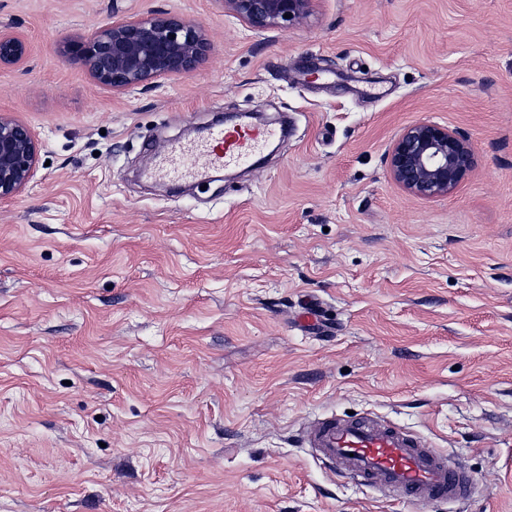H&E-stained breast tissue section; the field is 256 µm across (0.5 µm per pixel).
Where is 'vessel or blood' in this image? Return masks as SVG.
<instances>
[{"instance_id": "obj_1", "label": "vessel or blood", "mask_w": 512, "mask_h": 512, "mask_svg": "<svg viewBox=\"0 0 512 512\" xmlns=\"http://www.w3.org/2000/svg\"><path fill=\"white\" fill-rule=\"evenodd\" d=\"M275 134V129L268 127H215L194 143L169 145L161 171L178 179L235 167L258 156ZM306 443L315 457L336 468L339 476L378 483L382 490L402 493L410 501L457 502L469 494L466 475L449 465L445 453L387 421L330 415L308 432Z\"/></svg>"}]
</instances>
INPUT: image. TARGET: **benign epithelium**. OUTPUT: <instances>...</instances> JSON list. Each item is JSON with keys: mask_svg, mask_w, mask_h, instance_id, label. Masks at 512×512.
Returning <instances> with one entry per match:
<instances>
[{"mask_svg": "<svg viewBox=\"0 0 512 512\" xmlns=\"http://www.w3.org/2000/svg\"><path fill=\"white\" fill-rule=\"evenodd\" d=\"M224 12L254 31L288 30L306 18L315 0H218ZM211 43L198 21L158 11L110 21L87 37L64 46L94 81L123 94L172 76H190L205 61ZM27 44L18 34L0 30V67L20 63ZM40 144L31 128L0 111V200L18 196L33 178ZM474 147L444 125L419 122L401 130L389 153L393 180L424 198L453 193L471 170Z\"/></svg>", "mask_w": 512, "mask_h": 512, "instance_id": "obj_1", "label": "benign epithelium"}]
</instances>
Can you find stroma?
Listing matches in <instances>:
<instances>
[{"mask_svg": "<svg viewBox=\"0 0 512 512\" xmlns=\"http://www.w3.org/2000/svg\"><path fill=\"white\" fill-rule=\"evenodd\" d=\"M161 10L209 35L192 75L116 95L63 52ZM0 29L27 43L0 110L42 160L0 202V512H512V0H315L262 33L216 0H0ZM224 112L294 127L226 179L156 176ZM423 121L475 147L446 197L388 170ZM350 412L470 501L339 477L303 435Z\"/></svg>", "mask_w": 512, "mask_h": 512, "instance_id": "obj_1", "label": "stroma"}]
</instances>
